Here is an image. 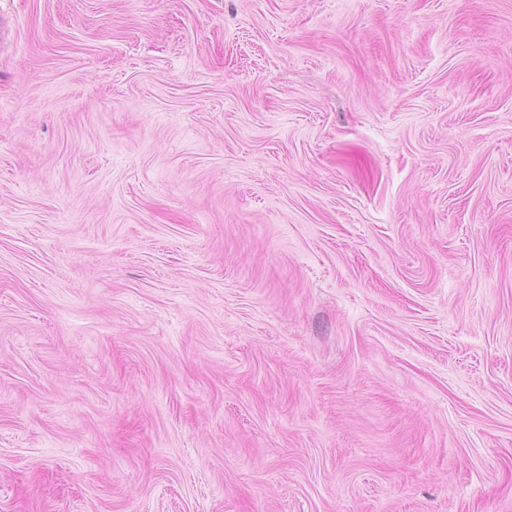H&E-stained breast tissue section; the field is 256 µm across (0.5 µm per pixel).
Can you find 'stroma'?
Wrapping results in <instances>:
<instances>
[{"mask_svg":"<svg viewBox=\"0 0 512 512\" xmlns=\"http://www.w3.org/2000/svg\"><path fill=\"white\" fill-rule=\"evenodd\" d=\"M0 18V512H512V0Z\"/></svg>","mask_w":512,"mask_h":512,"instance_id":"stroma-1","label":"stroma"}]
</instances>
